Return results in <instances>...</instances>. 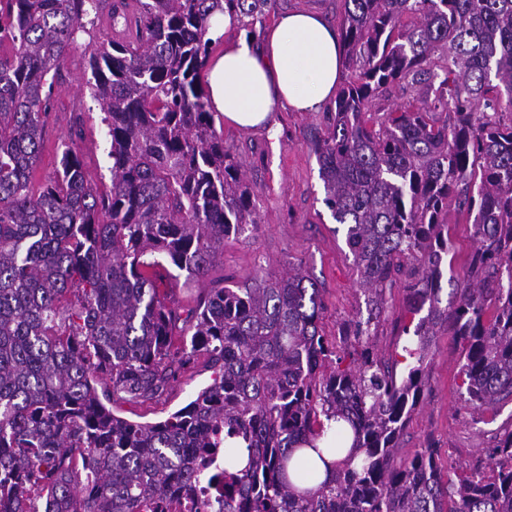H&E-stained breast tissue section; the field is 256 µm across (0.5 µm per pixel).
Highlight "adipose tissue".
Masks as SVG:
<instances>
[{
	"label": "adipose tissue",
	"instance_id": "1",
	"mask_svg": "<svg viewBox=\"0 0 512 512\" xmlns=\"http://www.w3.org/2000/svg\"><path fill=\"white\" fill-rule=\"evenodd\" d=\"M230 14L210 20L209 35L222 40L206 72L209 103L225 121L241 128L263 124L276 105L295 112L320 111L336 95L344 69L335 30L307 12L282 15L265 33L264 49L251 39H226L236 27Z\"/></svg>",
	"mask_w": 512,
	"mask_h": 512
}]
</instances>
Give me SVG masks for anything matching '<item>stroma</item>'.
<instances>
[{"label": "stroma", "mask_w": 512, "mask_h": 512, "mask_svg": "<svg viewBox=\"0 0 512 512\" xmlns=\"http://www.w3.org/2000/svg\"><path fill=\"white\" fill-rule=\"evenodd\" d=\"M344 8L345 0H274L267 20L275 22L285 12H310L335 27ZM88 50V45H79L61 69L45 117L37 177L43 180L53 175L62 143L71 140L80 149L93 182L103 188L110 183V139L103 114L85 86ZM327 122V111L294 112L279 105L262 126L225 127L224 143L243 162L247 180L257 195L260 224L249 239L225 241L224 262L215 268L211 279L216 282L231 276L244 282L264 272L281 270L288 262L302 261L317 282L325 304L322 332L337 352L344 354L351 345L341 336L340 328L365 310L366 304L356 282L344 228L336 224L324 203L319 166L305 141ZM448 232L453 258L444 275L462 279L468 274V259L474 248L472 219L466 211L449 207ZM387 298L385 320L372 345L378 353L399 357L406 343L395 328L403 311V286L388 290ZM436 343L437 349L426 364L430 390L405 428L399 455L413 456L426 440H433L439 449L441 470L454 475L487 466L490 433L512 415V403L501 411L489 410L481 418H473L461 402L460 353L451 336L437 337ZM212 377L201 356L160 400L119 401L111 409L126 420L154 424L186 406L211 383Z\"/></svg>", "instance_id": "stroma-1"}]
</instances>
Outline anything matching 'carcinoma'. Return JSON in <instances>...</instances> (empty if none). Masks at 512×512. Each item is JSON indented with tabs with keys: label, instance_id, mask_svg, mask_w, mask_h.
<instances>
[{
	"label": "carcinoma",
	"instance_id": "cac0c4a2",
	"mask_svg": "<svg viewBox=\"0 0 512 512\" xmlns=\"http://www.w3.org/2000/svg\"><path fill=\"white\" fill-rule=\"evenodd\" d=\"M345 2L347 74L309 140L367 296L341 328L361 347L344 367L300 263L226 277L188 309L159 288L172 266L205 280L224 240L260 224L202 73L210 18L251 28L271 0H113L122 37L94 41L86 81L110 137L106 192L72 142L33 179L56 76L100 29L102 0H0V512L162 509L174 486L221 477L223 512H512V415L486 470L442 480L431 441L397 457L443 331L464 407L512 402V0ZM394 86L401 102L378 107ZM451 205L474 215V250L444 300ZM402 279L414 339L400 373L370 340ZM199 355L212 383L165 421L107 408L155 400ZM320 440L346 456L300 488L316 468L295 452L320 455Z\"/></svg>",
	"mask_w": 512,
	"mask_h": 512
}]
</instances>
